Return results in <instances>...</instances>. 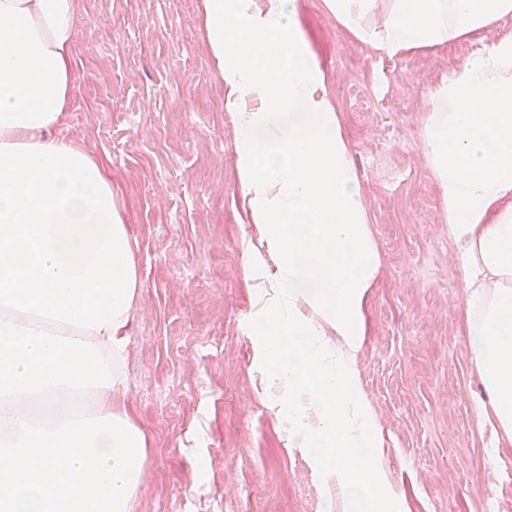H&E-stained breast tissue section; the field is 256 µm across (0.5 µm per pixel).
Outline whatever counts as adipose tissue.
I'll list each match as a JSON object with an SVG mask.
<instances>
[{
    "label": "adipose tissue",
    "instance_id": "adipose-tissue-1",
    "mask_svg": "<svg viewBox=\"0 0 512 512\" xmlns=\"http://www.w3.org/2000/svg\"><path fill=\"white\" fill-rule=\"evenodd\" d=\"M389 58L512 15V0H323ZM234 130L254 290L253 363L324 512H411L358 357L382 258L327 79L294 0H204ZM72 0H0V512H136L149 447L124 400L140 281L101 163L54 137L73 88ZM443 205L490 448L512 445V33L430 92Z\"/></svg>",
    "mask_w": 512,
    "mask_h": 512
}]
</instances>
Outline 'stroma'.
<instances>
[{"label": "stroma", "mask_w": 512, "mask_h": 512, "mask_svg": "<svg viewBox=\"0 0 512 512\" xmlns=\"http://www.w3.org/2000/svg\"><path fill=\"white\" fill-rule=\"evenodd\" d=\"M360 174L382 257L359 358L413 512H512V447L490 456L463 324L456 249L423 158L432 88L507 31L397 59L295 0ZM72 104L60 137L97 157L134 240L140 293L126 398L150 453L137 512H324L320 478L287 449L251 366L254 326L234 208L224 83L204 0H74Z\"/></svg>", "instance_id": "obj_1"}]
</instances>
